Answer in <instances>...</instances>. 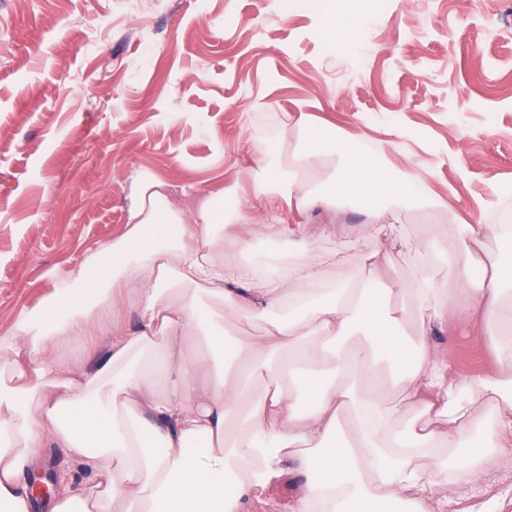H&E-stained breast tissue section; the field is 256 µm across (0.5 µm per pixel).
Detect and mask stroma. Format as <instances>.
Returning a JSON list of instances; mask_svg holds the SVG:
<instances>
[{
	"instance_id": "35a3bbf8",
	"label": "stroma",
	"mask_w": 512,
	"mask_h": 512,
	"mask_svg": "<svg viewBox=\"0 0 512 512\" xmlns=\"http://www.w3.org/2000/svg\"><path fill=\"white\" fill-rule=\"evenodd\" d=\"M299 110L492 223L512 190V0H0V336L122 231L135 172L211 187ZM443 353L467 377L494 362L471 336ZM450 498L512 512V480Z\"/></svg>"
}]
</instances>
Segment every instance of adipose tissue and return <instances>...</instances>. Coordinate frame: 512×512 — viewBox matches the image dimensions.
Masks as SVG:
<instances>
[{"mask_svg": "<svg viewBox=\"0 0 512 512\" xmlns=\"http://www.w3.org/2000/svg\"><path fill=\"white\" fill-rule=\"evenodd\" d=\"M271 151L284 165L187 206L136 172L124 233L84 263L108 274L92 288L76 276L0 338V512H34L26 477L49 448L83 471L61 475L50 512H250L289 470L301 482L290 512H443L449 473L469 482L487 456L512 458V267L485 252L496 225H449L440 266L427 236L392 218L411 209L437 226L427 173L303 112L286 114ZM338 199L370 218L349 241L324 229L319 249L302 218ZM258 235L285 265L233 260ZM389 243L418 259L411 282L391 277ZM353 250L372 275L347 270ZM260 307L278 313L262 335L225 342V317ZM411 316L418 340L406 345L397 330ZM205 325L208 355L192 346ZM358 331L374 350L340 346ZM439 331L485 342L494 368L462 379L430 342ZM86 336L108 339L90 373L71 353ZM381 359L403 384L405 423L385 405Z\"/></svg>", "mask_w": 512, "mask_h": 512, "instance_id": "1", "label": "adipose tissue"}]
</instances>
